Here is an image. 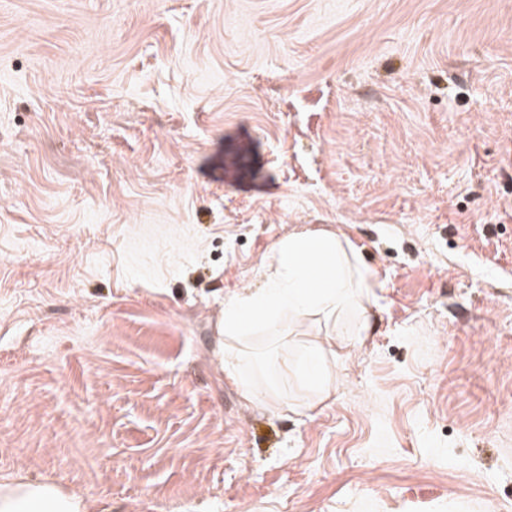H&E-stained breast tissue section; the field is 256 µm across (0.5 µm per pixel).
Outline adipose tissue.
I'll use <instances>...</instances> for the list:
<instances>
[{"instance_id":"adipose-tissue-1","label":"adipose tissue","mask_w":512,"mask_h":512,"mask_svg":"<svg viewBox=\"0 0 512 512\" xmlns=\"http://www.w3.org/2000/svg\"><path fill=\"white\" fill-rule=\"evenodd\" d=\"M373 273L364 264L359 248L346 236L331 230L302 231L280 239L264 265L261 287L239 288L224 298L217 326L224 345L219 363L225 379L244 400L280 408L277 384L281 372L270 381L255 379L258 367L249 342L263 336L280 341L309 325L316 335L342 336L338 318L342 312L357 315L356 330L370 328ZM333 348L308 347L299 366L300 382L310 399H326L334 379ZM95 500L54 481L22 475L0 479V512H96Z\"/></svg>"}]
</instances>
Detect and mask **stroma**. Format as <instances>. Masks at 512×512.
<instances>
[{
  "label": "stroma",
  "mask_w": 512,
  "mask_h": 512,
  "mask_svg": "<svg viewBox=\"0 0 512 512\" xmlns=\"http://www.w3.org/2000/svg\"><path fill=\"white\" fill-rule=\"evenodd\" d=\"M344 234L372 330L247 404L225 295ZM103 512L512 508V0H0V476ZM336 360V350L320 345L308 347L299 362L302 375L300 382L308 393L311 391L312 402L320 403L327 398L335 379L331 374V361Z\"/></svg>",
  "instance_id": "1"
}]
</instances>
